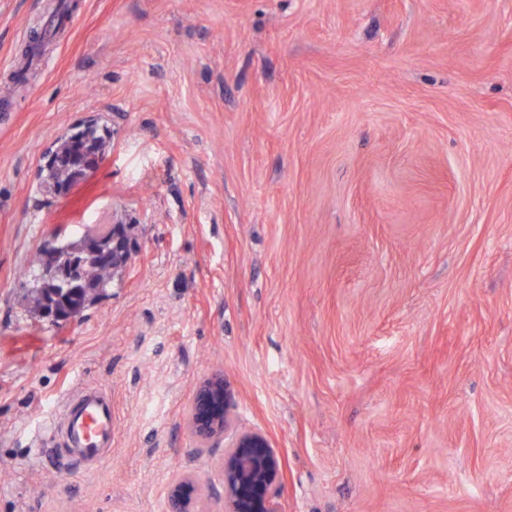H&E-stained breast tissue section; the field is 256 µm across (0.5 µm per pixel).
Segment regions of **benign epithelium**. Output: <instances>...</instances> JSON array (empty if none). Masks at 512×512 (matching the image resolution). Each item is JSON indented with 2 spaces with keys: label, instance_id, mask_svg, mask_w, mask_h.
Here are the masks:
<instances>
[{
  "label": "benign epithelium",
  "instance_id": "obj_1",
  "mask_svg": "<svg viewBox=\"0 0 512 512\" xmlns=\"http://www.w3.org/2000/svg\"><path fill=\"white\" fill-rule=\"evenodd\" d=\"M107 242L114 251H133L135 242L125 230L113 224L108 237H86V244L95 246ZM49 266L59 282L70 287L76 280V265H59L54 254H49ZM74 316L65 300L44 311L50 322H62ZM235 394L231 385L220 374L201 380L193 393L187 427L196 442L205 447L221 438L233 423ZM224 512H282L279 493L281 463L268 438L257 431L236 434L230 448L224 452ZM200 485L195 474L186 471L168 489L167 501L172 512H202L198 508Z\"/></svg>",
  "mask_w": 512,
  "mask_h": 512
}]
</instances>
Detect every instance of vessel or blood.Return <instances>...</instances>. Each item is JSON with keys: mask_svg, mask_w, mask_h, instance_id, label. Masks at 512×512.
Instances as JSON below:
<instances>
[{"mask_svg": "<svg viewBox=\"0 0 512 512\" xmlns=\"http://www.w3.org/2000/svg\"><path fill=\"white\" fill-rule=\"evenodd\" d=\"M112 428V399L106 392L92 388L66 401L56 430L61 433L71 459L82 463L101 458L111 449Z\"/></svg>", "mask_w": 512, "mask_h": 512, "instance_id": "b4317fda", "label": "vessel or blood"}]
</instances>
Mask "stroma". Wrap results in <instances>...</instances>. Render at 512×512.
Returning <instances> with one entry per match:
<instances>
[{"label": "stroma", "instance_id": "35a3bbf8", "mask_svg": "<svg viewBox=\"0 0 512 512\" xmlns=\"http://www.w3.org/2000/svg\"><path fill=\"white\" fill-rule=\"evenodd\" d=\"M0 0V512H168L194 472L224 512L229 438L282 464L283 512H512V0ZM102 117L63 196L45 153ZM132 227L71 320L28 310L57 235ZM112 397V450L69 471L49 427ZM234 398V390L223 375H211L197 384L187 427L200 446L205 447L221 438L232 426Z\"/></svg>", "mask_w": 512, "mask_h": 512}]
</instances>
